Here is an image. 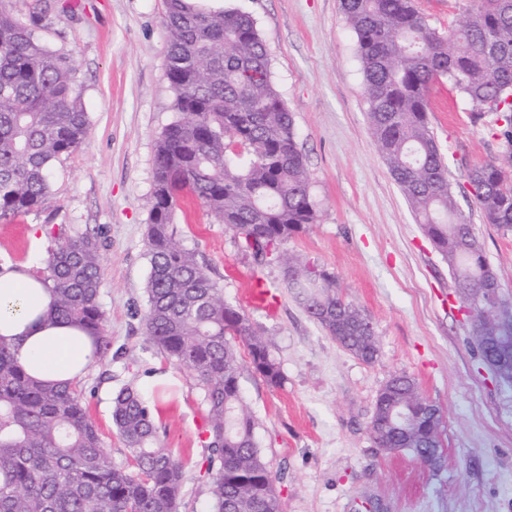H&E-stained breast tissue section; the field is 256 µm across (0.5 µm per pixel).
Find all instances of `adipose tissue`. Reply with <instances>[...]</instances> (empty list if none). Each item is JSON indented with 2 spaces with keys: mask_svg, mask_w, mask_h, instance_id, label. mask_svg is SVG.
<instances>
[{
  "mask_svg": "<svg viewBox=\"0 0 512 512\" xmlns=\"http://www.w3.org/2000/svg\"><path fill=\"white\" fill-rule=\"evenodd\" d=\"M52 293L29 267L0 265V337L14 343L26 372L75 381L93 361L90 340L50 314Z\"/></svg>",
  "mask_w": 512,
  "mask_h": 512,
  "instance_id": "obj_1",
  "label": "adipose tissue"
}]
</instances>
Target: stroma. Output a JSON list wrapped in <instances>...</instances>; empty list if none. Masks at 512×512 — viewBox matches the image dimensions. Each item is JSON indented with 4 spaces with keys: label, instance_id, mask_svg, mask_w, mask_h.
Returning <instances> with one entry per match:
<instances>
[{
    "label": "stroma",
    "instance_id": "stroma-1",
    "mask_svg": "<svg viewBox=\"0 0 512 512\" xmlns=\"http://www.w3.org/2000/svg\"><path fill=\"white\" fill-rule=\"evenodd\" d=\"M51 10L41 37L71 49L85 90L90 135L55 162L51 188L33 212L0 219V265H44L53 231L101 229V304L119 356L81 378L89 413L114 463L128 450L112 426V395L133 384L158 402L160 443L187 461L178 512H209V476L198 427L205 407L192 380L147 349L142 320L149 273L146 236L156 140L175 120L165 76L164 0H78ZM250 14L267 45L276 89L295 116L318 218L255 267L236 234L193 201L175 217V237L197 251L224 299L274 342L282 372L272 387L244 370V405L274 472L284 512H512V388L482 362L447 263L417 224L377 151L355 33L341 0H220ZM429 125L448 163L459 207L512 297V232L485 223L467 179L496 150L494 114L473 118L435 85ZM299 255L336 277L339 293L373 323L371 363L343 349L296 301L282 259ZM260 276L276 296L254 305ZM411 376L441 410L439 470L368 434L379 389Z\"/></svg>",
    "mask_w": 512,
    "mask_h": 512
}]
</instances>
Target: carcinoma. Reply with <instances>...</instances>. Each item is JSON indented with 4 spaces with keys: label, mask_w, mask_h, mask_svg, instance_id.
Listing matches in <instances>:
<instances>
[{
    "label": "carcinoma",
    "mask_w": 512,
    "mask_h": 512,
    "mask_svg": "<svg viewBox=\"0 0 512 512\" xmlns=\"http://www.w3.org/2000/svg\"><path fill=\"white\" fill-rule=\"evenodd\" d=\"M356 35L372 140L416 221L448 263L463 304L483 296L482 248L448 183L444 154L428 123L434 81L476 116L494 113L496 153L467 179L483 220L512 231V0H469L464 19L442 31L414 0H342ZM47 5L17 19L0 0V218L36 209L50 191L53 164L78 150L90 128L73 53L38 35ZM165 75L178 119L156 141L149 202L145 342L185 370L206 416L211 512H282L278 477L243 409L238 380L251 368L278 386L272 343L240 308L224 301L199 254L181 246L172 224L187 195L238 236L257 267L278 245L316 222L306 161L293 113L275 88L254 19L207 0H165ZM102 230L60 233L36 271L53 294L54 317L93 339L95 360L112 341L100 303ZM311 264L285 261V279L307 314L365 362L377 359L368 316L341 297L335 276L312 282ZM484 362L508 348L512 300L500 297L489 320L469 321ZM247 351L242 357L240 349ZM368 430L378 447L438 465L433 438L442 417L420 412L423 397L402 374L385 384ZM112 423L131 458L112 463L78 383L30 377L0 337V512H178L184 463L158 445L149 402L125 385L112 398Z\"/></svg>",
    "instance_id": "cac0c4a2"
}]
</instances>
